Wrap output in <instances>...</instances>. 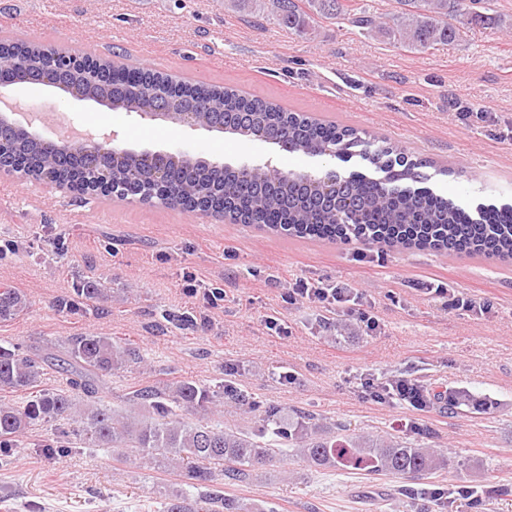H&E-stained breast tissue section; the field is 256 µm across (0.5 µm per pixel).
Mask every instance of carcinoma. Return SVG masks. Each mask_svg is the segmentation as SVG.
I'll return each mask as SVG.
<instances>
[{"label": "carcinoma", "mask_w": 512, "mask_h": 512, "mask_svg": "<svg viewBox=\"0 0 512 512\" xmlns=\"http://www.w3.org/2000/svg\"><path fill=\"white\" fill-rule=\"evenodd\" d=\"M399 10L375 15L351 0H224V7L249 16L254 23L272 20L289 31L307 37L318 19L345 20L366 31L377 32L407 47L450 42L457 29L448 23L451 0H396ZM15 63L34 61L44 65L50 58L39 55L21 40L0 41V54ZM62 83L78 82L93 91L112 96L116 112H144L154 105L157 93L177 112H194L201 125L222 114L230 134H257L290 152L322 155L333 148L336 156H360L388 173L374 181L362 172L336 175L329 189H317L294 172L255 166L244 175L233 166L215 168L195 157H177L169 165L166 196H156L150 164L139 153H128L112 167V182L127 196L142 202L156 201L169 207L189 208L199 198L224 202L232 219L249 227L290 238L331 243L358 241L364 245L431 249L440 252L512 260V206L479 204L471 210L452 199L420 186L418 169L423 161L405 157L388 146L368 150L357 129L334 122H320L289 112L260 98H247L219 84H178L153 69L137 72L133 80H117L108 88L89 73L58 75ZM46 152L29 140H18L0 154V168L26 165L40 177ZM28 308L16 288L0 286V321L14 318ZM68 376L69 389L38 388L43 365L49 361ZM140 360L136 350L108 336L88 333L73 336L60 355L52 358L31 353L19 345L0 346V391L35 394L20 405L0 403V458L8 460L17 438L38 423L68 419L75 424L71 435L87 448L107 446L120 458L129 453L162 458L169 471H182L195 489L192 497L173 493L163 502V512H242L240 502L224 494L222 481L243 483L255 468L283 452L316 468L342 467L400 479L431 478L444 468L438 451L396 437L367 435L347 437L339 428L319 433L309 413L297 421L281 416L278 408L255 398L253 411L263 413L258 434L224 426L193 424L185 417L214 403V395L192 379L178 380L163 388L144 386L129 397L132 411L117 414L97 401L102 377ZM80 392L87 403L74 395ZM414 512H434V491L415 493Z\"/></svg>", "instance_id": "carcinoma-1"}]
</instances>
